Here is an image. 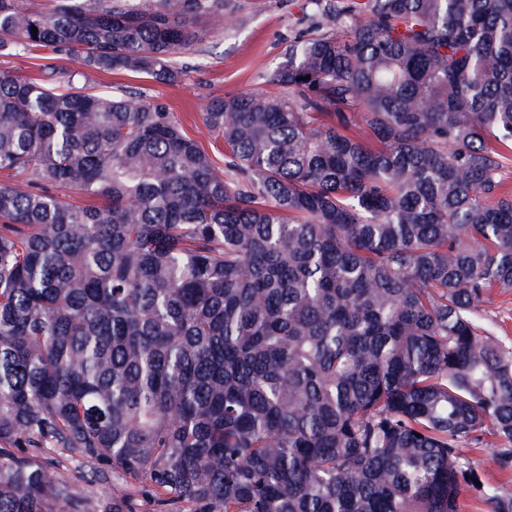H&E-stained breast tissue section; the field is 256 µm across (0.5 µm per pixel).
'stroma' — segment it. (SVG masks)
<instances>
[{
	"label": "stroma",
	"mask_w": 512,
	"mask_h": 512,
	"mask_svg": "<svg viewBox=\"0 0 512 512\" xmlns=\"http://www.w3.org/2000/svg\"><path fill=\"white\" fill-rule=\"evenodd\" d=\"M224 5L235 9L236 24L227 27L202 21L199 40L176 57L183 71L178 82L162 84L112 72L92 74V86L133 97L144 95L167 105L205 149H213L218 139L202 121L210 101L249 90L278 93L271 74L288 44L309 25L306 0H261L257 6L250 0H224ZM63 473L82 492L108 495L124 486L104 464L92 468L72 460L66 462Z\"/></svg>",
	"instance_id": "35a3bbf8"
}]
</instances>
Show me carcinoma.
Masks as SVG:
<instances>
[{
	"label": "carcinoma",
	"instance_id": "cac0c4a2",
	"mask_svg": "<svg viewBox=\"0 0 512 512\" xmlns=\"http://www.w3.org/2000/svg\"><path fill=\"white\" fill-rule=\"evenodd\" d=\"M307 2L221 168L50 63L174 83L221 0H0V512H141L44 448L149 512H512V0ZM29 55L1 57L0 69L12 70L17 75L32 76L36 73L39 66L36 63H42L40 60L32 59ZM486 311L493 323V336L503 346L512 348V294L494 292L488 298ZM495 448H487L486 452L465 448V452L474 462L482 478L493 484H503L504 487L512 488V473H499L494 465L488 460L489 454ZM64 465L62 472L67 481L82 492L111 495L112 491L118 492L126 485L122 479L112 475V469L103 463L96 465L95 469L77 460L65 462Z\"/></svg>",
	"mask_w": 512,
	"mask_h": 512
}]
</instances>
